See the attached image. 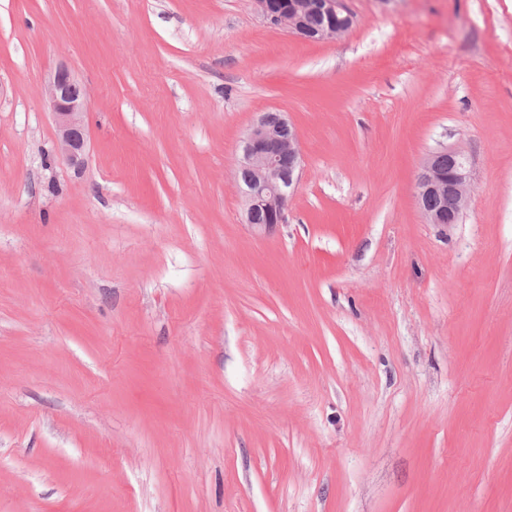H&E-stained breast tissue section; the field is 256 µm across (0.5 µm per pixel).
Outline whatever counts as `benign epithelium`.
<instances>
[{"label": "benign epithelium", "mask_w": 512, "mask_h": 512, "mask_svg": "<svg viewBox=\"0 0 512 512\" xmlns=\"http://www.w3.org/2000/svg\"><path fill=\"white\" fill-rule=\"evenodd\" d=\"M259 12L288 32L309 41L332 39L347 31L352 19L343 0H255ZM316 17L320 23L309 26ZM45 93L54 115L59 158L72 167L83 166L88 146L85 114L91 100L86 86L71 72L59 68L49 79ZM240 170L251 179L242 187L246 198V223H254L263 212L269 224H281L290 193L300 182L303 154L295 128L281 112H264L248 129L241 142ZM448 158V170L438 159ZM471 176L468 160L458 149L432 152L417 178V201L430 224L447 223L448 214L461 215L468 204Z\"/></svg>", "instance_id": "1"}]
</instances>
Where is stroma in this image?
I'll use <instances>...</instances> for the list:
<instances>
[{
    "label": "stroma",
    "mask_w": 512,
    "mask_h": 512,
    "mask_svg": "<svg viewBox=\"0 0 512 512\" xmlns=\"http://www.w3.org/2000/svg\"><path fill=\"white\" fill-rule=\"evenodd\" d=\"M344 7L310 42L253 0H0V512H512V0ZM262 112L303 154L269 228ZM45 93L56 124L57 155L80 169L89 140L84 120L91 105L88 90L67 68L61 67L49 79ZM287 133V134H286ZM239 179L244 183L247 224H281L290 193L300 182L303 154L295 128L282 112H264L241 142ZM250 176H249V174ZM259 213L256 217L255 215ZM255 217V221H254ZM441 157L448 159L442 158L438 164ZM470 180L468 160L462 151L443 148L428 155L417 178V201L428 223L447 224L448 214H462L470 196Z\"/></svg>",
    "instance_id": "35a3bbf8"
}]
</instances>
